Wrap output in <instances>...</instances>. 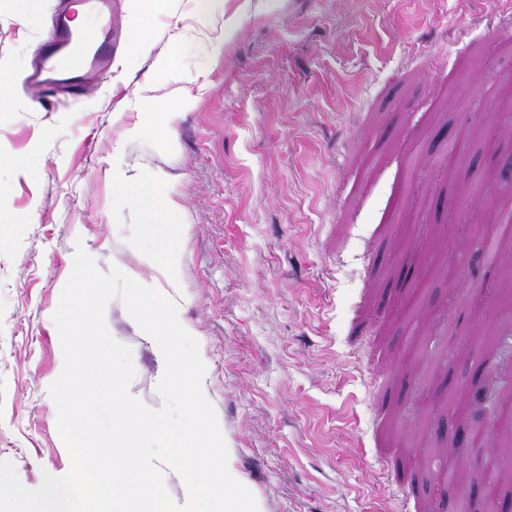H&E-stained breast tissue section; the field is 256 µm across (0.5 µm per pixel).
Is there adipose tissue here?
Here are the masks:
<instances>
[{"label": "adipose tissue", "instance_id": "ef3b65f1", "mask_svg": "<svg viewBox=\"0 0 512 512\" xmlns=\"http://www.w3.org/2000/svg\"><path fill=\"white\" fill-rule=\"evenodd\" d=\"M118 202L139 203L150 207L156 217L154 224L148 225L151 233H159L160 240L151 259L161 268L171 267L176 253L174 227L177 222L176 205L170 199L167 186L152 176L128 182L120 181Z\"/></svg>", "mask_w": 512, "mask_h": 512}]
</instances>
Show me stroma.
I'll list each match as a JSON object with an SVG mask.
<instances>
[{"label": "stroma", "instance_id": "stroma-1", "mask_svg": "<svg viewBox=\"0 0 512 512\" xmlns=\"http://www.w3.org/2000/svg\"><path fill=\"white\" fill-rule=\"evenodd\" d=\"M0 0V461L20 483L70 457L47 388L62 371L52 319L83 246L177 306L199 344L202 389L227 467L258 512H456L433 458L462 472L466 512H512V435L450 395L512 379L482 339L512 331V36L507 0H164L144 57L90 92L22 83L52 22ZM235 17L232 35L224 21ZM167 132L140 137L145 74ZM37 169H13L16 156ZM152 174L180 206L171 270L153 266L148 213L116 177ZM481 183L479 194L467 193ZM496 263L480 253L486 230ZM105 322L128 346L130 392L153 408L164 360L121 301Z\"/></svg>", "mask_w": 512, "mask_h": 512}]
</instances>
